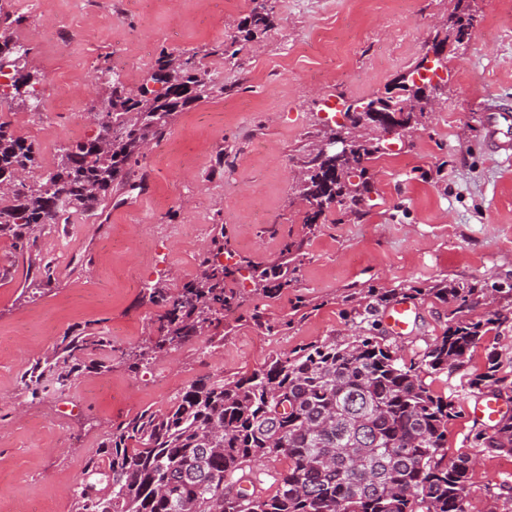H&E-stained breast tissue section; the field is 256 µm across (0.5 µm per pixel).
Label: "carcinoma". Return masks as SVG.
<instances>
[{"label": "carcinoma", "mask_w": 512, "mask_h": 512, "mask_svg": "<svg viewBox=\"0 0 512 512\" xmlns=\"http://www.w3.org/2000/svg\"><path fill=\"white\" fill-rule=\"evenodd\" d=\"M243 39L274 24L271 0H251ZM24 17L0 14V59L11 61L10 91L1 93L38 109L37 76L27 70L28 50L18 54L12 36ZM237 36L212 49L233 62ZM109 89V139L101 130L57 153L43 166L33 143L0 121V238L28 261L30 285H55L52 262L40 254L38 239L51 225L67 224L112 195L126 168L144 146L162 139L174 116L210 98L216 88L194 57L160 56L135 90L120 74L101 71ZM381 153L371 141L353 143L345 161L321 151L310 157L295 186L308 202L304 223L320 224L335 202L360 203L369 192L368 165ZM351 163L355 184L336 172ZM224 228L214 229L199 273L175 293L160 285L144 288L149 300H166L157 316L159 335L128 355L129 368L148 367L187 345L208 328L224 325L234 300L225 280L239 271L224 264ZM255 291L273 294L267 269L247 264ZM456 308L448 329L409 364L375 336L326 340L277 355L236 380L203 376L163 408L146 409L110 426L98 450L85 461L83 479L72 490V512H471L469 475L476 455L447 457L448 423L455 405L426 379L459 370L489 326L464 318L472 288H433ZM112 367V340L93 326L69 330L20 376L32 399L63 395L84 372ZM512 370L496 355L484 372L470 377L471 392L499 396L512 390ZM480 452L512 454V418L492 433L479 430ZM286 459L272 474L274 489L250 493L251 465Z\"/></svg>", "instance_id": "cac0c4a2"}]
</instances>
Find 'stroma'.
<instances>
[{"mask_svg":"<svg viewBox=\"0 0 512 512\" xmlns=\"http://www.w3.org/2000/svg\"><path fill=\"white\" fill-rule=\"evenodd\" d=\"M116 0H0L24 16L14 36L29 50L40 96L51 76L72 72L69 112H31L0 101V118L33 141L43 164L57 149L94 132L90 111L108 100L101 67L132 56L124 77L137 88L160 53L197 55L220 93L174 118L151 142L125 184L103 207L102 223L77 214L44 230L38 246L54 258L57 284L33 295L10 241L0 239V512H71V492L101 434L171 397L203 375L233 380L299 347L376 336L410 361L448 327L451 304L433 289L477 287L465 315L483 321L512 312V162L487 143L496 100L512 104V0H272L271 29L240 42L235 64L210 50L231 36L250 0H149L116 13ZM474 17L463 45L448 56L446 87L434 112L370 163L372 193L355 209L332 205L307 225L296 176L315 154L344 100L395 92L424 44L455 9ZM224 228V261L268 269L290 262L288 283L255 292L243 274L226 280L237 302L225 313L224 342L196 336L152 371L130 369L128 354L155 337L163 310L133 282L176 289L196 277L215 226ZM295 244L285 255L286 244ZM372 288L409 295L417 308L404 335L384 312L365 315ZM98 324L112 339V368L83 375L65 396L34 401L20 375L64 332ZM512 358V321L492 326L466 356L465 372L486 357ZM461 376L433 389L453 400L449 456L471 452L476 394ZM478 512H512V456L484 453L470 475Z\"/></svg>","mask_w":512,"mask_h":512,"instance_id":"obj_1","label":"stroma"}]
</instances>
